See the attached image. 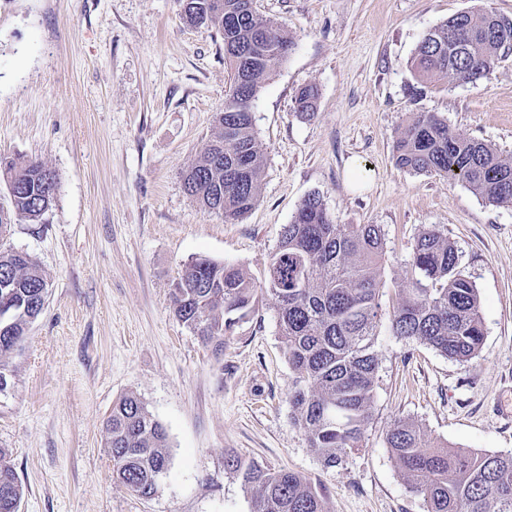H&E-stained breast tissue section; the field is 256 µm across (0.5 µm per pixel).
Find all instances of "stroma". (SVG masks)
Instances as JSON below:
<instances>
[{"label":"stroma","instance_id":"obj_1","mask_svg":"<svg viewBox=\"0 0 512 512\" xmlns=\"http://www.w3.org/2000/svg\"><path fill=\"white\" fill-rule=\"evenodd\" d=\"M293 41L253 104L265 168L254 208L237 221L202 209L182 177L215 132L231 76L211 27L184 23L178 0H0V157L56 171L43 223L17 220L0 246L30 254L50 281L43 312L9 361L0 448L23 487L19 512H252V492L224 453L298 473L329 512H426L386 443L393 421L424 445L512 451L496 411L512 389V206L462 183L396 167L410 113L443 116L458 134L512 156V54L481 80L411 98L410 61L448 16L512 17V0H254ZM306 86L314 118L295 112ZM319 195L337 224L385 232L377 382L361 448L324 466L292 419L295 373L277 308L203 344L171 311L196 256L261 276L283 224ZM438 227L474 282L485 325L478 355L447 358L391 331L390 316L421 232ZM137 396L166 430L158 493L112 478L103 421Z\"/></svg>","mask_w":512,"mask_h":512}]
</instances>
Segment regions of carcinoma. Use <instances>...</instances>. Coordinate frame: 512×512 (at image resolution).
<instances>
[{
    "label": "carcinoma",
    "instance_id": "carcinoma-1",
    "mask_svg": "<svg viewBox=\"0 0 512 512\" xmlns=\"http://www.w3.org/2000/svg\"><path fill=\"white\" fill-rule=\"evenodd\" d=\"M180 2L187 24L221 33L232 78L212 138L224 142V151L204 148L183 174V188L204 210L239 220L257 202L264 166L253 101L292 41L272 22L242 10L244 0H224L222 16L213 13L210 0ZM510 52L512 18L457 12L417 45L411 94L450 79L475 82ZM317 97L315 88L301 89L297 114L313 117ZM394 158L400 169L461 182L488 205H512V158L455 133L434 113L414 115L396 140ZM0 181L10 201L9 210L0 207V230L15 217L40 222L59 187L56 171L32 158L0 159ZM384 245L381 225L335 224L321 197L312 194L282 227L261 279L239 266L195 257L172 289L177 320L203 343L219 346L254 312L260 295L275 300L280 336L296 374L290 395L293 421L327 467L361 448L378 368L374 336ZM48 294V278L34 258L0 248V376L11 377L7 359L42 313ZM391 328L394 335L457 361L474 358L483 344L477 288L460 268L454 244L435 226L416 241ZM104 433L112 478L141 497L154 496L169 463L164 427L130 394L112 405ZM386 442L407 487L426 501L427 512H512V452L424 447L421 432L406 420L391 424ZM225 466L254 491L253 512H328L324 494L297 473L271 471L235 455L225 456ZM22 496L8 453L0 448V512H19Z\"/></svg>",
    "mask_w": 512,
    "mask_h": 512
}]
</instances>
